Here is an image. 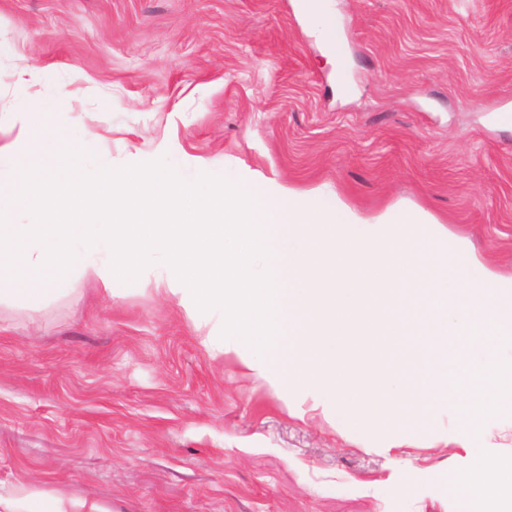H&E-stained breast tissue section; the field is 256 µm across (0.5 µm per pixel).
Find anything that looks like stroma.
<instances>
[{"label":"stroma","instance_id":"stroma-1","mask_svg":"<svg viewBox=\"0 0 512 512\" xmlns=\"http://www.w3.org/2000/svg\"><path fill=\"white\" fill-rule=\"evenodd\" d=\"M328 3L335 49L302 0H0V145L27 154L18 117L46 107L84 171L201 160L420 209L512 277V0ZM58 286L0 305V480L112 512H462L455 411L367 448L214 355L153 276ZM475 444L512 457V412Z\"/></svg>","mask_w":512,"mask_h":512}]
</instances>
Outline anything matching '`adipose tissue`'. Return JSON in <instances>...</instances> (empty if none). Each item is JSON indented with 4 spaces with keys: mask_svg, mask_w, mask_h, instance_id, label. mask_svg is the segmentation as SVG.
<instances>
[{
    "mask_svg": "<svg viewBox=\"0 0 512 512\" xmlns=\"http://www.w3.org/2000/svg\"><path fill=\"white\" fill-rule=\"evenodd\" d=\"M0 512H112L102 498L60 497L41 483L23 479L0 481Z\"/></svg>",
    "mask_w": 512,
    "mask_h": 512,
    "instance_id": "ef3b65f1",
    "label": "adipose tissue"
}]
</instances>
